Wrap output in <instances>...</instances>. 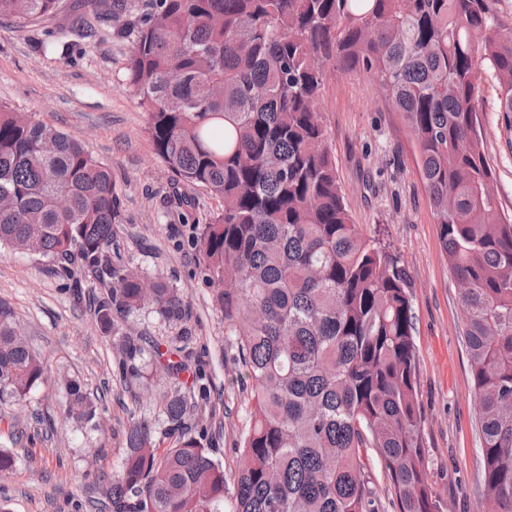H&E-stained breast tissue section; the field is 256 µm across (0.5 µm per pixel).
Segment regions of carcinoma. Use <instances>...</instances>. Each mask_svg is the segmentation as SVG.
<instances>
[{"mask_svg": "<svg viewBox=\"0 0 512 512\" xmlns=\"http://www.w3.org/2000/svg\"><path fill=\"white\" fill-rule=\"evenodd\" d=\"M61 0H0V22L38 23ZM110 21L125 0H80ZM129 87L181 200L202 189L221 211L195 227L203 282L235 337L251 387L229 512H378L362 449L390 476L399 512H440L421 444L409 279L351 223L319 100L325 67L362 72L415 148L465 317L480 416L482 512H512V218L493 187L478 98L486 75L512 113V32L495 0H148ZM0 248L38 256L120 337L122 381H174L160 415L126 430L119 469L99 473L111 512H224L226 474L188 423L208 400L185 301L112 258L118 196L107 164L57 128L0 105ZM149 308L179 326L162 344L125 331ZM51 383L44 359L0 304V402ZM65 422L95 431L100 398L62 377ZM0 443V474L19 459Z\"/></svg>", "mask_w": 512, "mask_h": 512, "instance_id": "carcinoma-1", "label": "carcinoma"}]
</instances>
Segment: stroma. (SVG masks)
<instances>
[{
	"instance_id": "obj_1",
	"label": "stroma",
	"mask_w": 512,
	"mask_h": 512,
	"mask_svg": "<svg viewBox=\"0 0 512 512\" xmlns=\"http://www.w3.org/2000/svg\"><path fill=\"white\" fill-rule=\"evenodd\" d=\"M65 3L36 25L0 23V104L81 140L111 168L120 196L112 251L130 269L161 278L184 295L210 387L196 417L210 424L207 445L234 473L251 404L235 340L212 306L191 243L194 225L222 202L203 191L194 206L174 201L173 174L157 156L148 115L127 83L134 33L126 19L83 40L72 28L75 0ZM63 45L70 46V56L60 55ZM320 110L353 223L410 278L422 446L442 512H480L482 452L464 315L413 145L398 113L365 74L329 75ZM479 110L494 188L512 215V114L500 112L493 78L481 84ZM82 288L89 299L79 303L45 262L0 249V302L13 309L48 370L105 395L102 425L87 435L65 424L58 387L39 388L23 406L0 404V432L25 438L16 447L17 467L0 476V500L9 512H107L96 472L119 468L130 422L140 411H159L171 389L166 380L145 388L119 381L113 371L116 339L100 329L93 305L106 290L89 276Z\"/></svg>"
}]
</instances>
